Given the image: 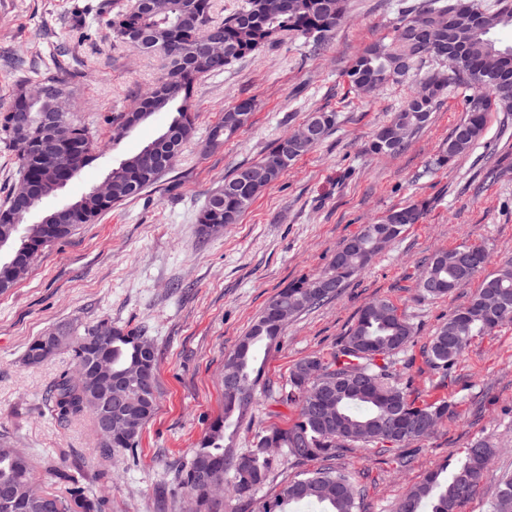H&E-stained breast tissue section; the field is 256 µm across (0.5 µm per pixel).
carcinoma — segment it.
Returning <instances> with one entry per match:
<instances>
[{"mask_svg": "<svg viewBox=\"0 0 512 512\" xmlns=\"http://www.w3.org/2000/svg\"><path fill=\"white\" fill-rule=\"evenodd\" d=\"M350 0H242L222 19L214 17L213 0H112L110 25L122 43L144 53L159 54L164 72L153 89L112 121L111 141L123 140L144 122L145 113L170 112L166 130L140 151L112 168V191L102 195L89 189L71 207L66 224H21L14 205L27 200L29 211L57 193L59 173L72 178L96 159L87 128L59 107L58 98L33 99L20 81L10 102L0 107V143L13 153L18 178L0 206V239H8L12 252L26 248L31 260L49 246L69 237L83 224H92L112 207L140 196L177 164L184 148L195 136L196 115L192 98L197 79L224 71L234 62L253 57L276 44L281 36L305 38L318 50L329 41L336 27L348 18ZM472 17L476 24L460 23L448 38L446 16ZM512 27V0H420L402 12L389 41L366 45L344 72L345 81L360 95L373 97L390 84L417 82V91L375 132L369 151L396 155L408 147L428 124L432 112L451 89L467 91L464 116L434 158L437 168L451 166L483 137L492 112H512V46L501 47L492 38L499 28ZM224 39V60H213L206 49L208 39ZM81 74L51 65L37 84L56 89L69 102L74 98ZM257 101L236 99L224 109L221 121L209 133L208 145L216 147L245 127ZM60 114L67 136L53 155L44 145L49 131L42 117ZM317 128L307 139L288 134L273 141L260 159L238 167L209 192L197 214L200 230L219 234L238 223L256 198L278 181L298 158L320 144L336 126V113L313 112L303 124ZM425 202L417 201L389 210L343 242L324 270L313 278L300 279L270 299L224 360L223 373L237 374L238 386L224 387V412L213 419L191 457L177 475V487L192 505V512H223L224 501L208 496L204 485L194 480L202 465L217 472L224 491L250 498L274 481L290 460L318 462L293 479L276 483L273 496L259 504L257 512H291L294 504L309 502L321 512H361L364 490L336 457L346 448H408L422 440L419 421L428 416L439 424L448 418L453 404L436 401L416 404L396 368V357L413 343L415 330L397 307L386 299L363 306L348 335L325 358L309 356L295 363L284 384L270 392L272 400L293 407L297 417L286 428L269 427L259 432L247 453L233 451V441L245 421L254 395L263 383L264 361L260 350H269L283 336L286 324L277 310L294 316L315 308L337 295L345 283L362 272L393 243L410 224H418ZM466 245L440 251L425 259L418 280L423 296L440 299L479 279L469 302L455 309L439 326L426 349L428 362L448 375L475 336H488L512 322V259L493 269L488 252L473 245L469 262L462 265L457 254ZM89 336L103 340L112 357V373L128 381L125 418L136 423L135 432L123 430L112 441L99 439L103 455L130 451L137 446L145 425L157 411L158 386L149 398L138 378L137 368L157 363V352L143 355V346L154 344L143 326H116L109 318L83 330L70 332V351L75 365L84 359L82 343ZM359 374L361 385L338 387L340 378ZM52 414L60 422L89 415L97 419L95 394L83 376L64 374L48 395ZM282 449L266 457L260 449ZM494 449L484 441L470 445L464 458L449 473L438 469L415 484L398 503L397 512H461L483 480L485 460ZM9 437L0 435V495L9 492L16 501L10 512H40L38 504L51 496L38 479L33 465H23ZM64 485L65 494L54 496L56 512H104L106 499L92 491L97 478L78 464L52 467ZM491 512H512V477L500 484Z\"/></svg>", "mask_w": 512, "mask_h": 512, "instance_id": "carcinoma-1", "label": "carcinoma"}]
</instances>
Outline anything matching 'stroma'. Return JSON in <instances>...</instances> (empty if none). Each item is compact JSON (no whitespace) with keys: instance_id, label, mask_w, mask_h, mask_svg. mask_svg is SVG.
I'll return each instance as SVG.
<instances>
[{"instance_id":"obj_1","label":"stroma","mask_w":512,"mask_h":512,"mask_svg":"<svg viewBox=\"0 0 512 512\" xmlns=\"http://www.w3.org/2000/svg\"><path fill=\"white\" fill-rule=\"evenodd\" d=\"M98 0H0V104L21 79L36 80L54 57L84 80L75 113L86 122L102 159L86 167L44 209L66 204L109 173L111 164L138 152L167 125L159 112L116 148L109 122L160 75V56L133 49L112 34L91 7ZM397 0H352L349 17L321 51L301 38H285L224 72L200 78L194 89L197 134L174 171L158 187L80 227L46 248L29 273L0 294V434L28 454L44 487L61 492L45 469L79 460L102 474L97 489L107 512H185L176 468L186 462L209 423L224 409V359L253 317L279 290L319 274L336 249L387 210L427 201L421 223L409 229L341 292L290 319L270 349L264 379L285 383L290 367L311 355L329 356L368 302L385 298L413 325V344L398 366L416 401L446 400L455 408L432 435L415 444L410 469H397L391 453L352 448L340 459L366 490V512H396L409 488L436 467L455 465L471 443L489 441L497 453L465 512H489L498 483L512 473V323L471 341L451 375L427 362L435 330L464 305L473 285L447 297L423 298L416 282L425 258L466 243L484 247L492 261L512 257V112L491 113L483 138L452 167L433 159L463 116L461 95L450 94L429 126L395 156L368 154L376 129L398 110L411 85H391L378 96L350 92L343 72L365 45L393 34ZM16 51L26 72L7 67ZM255 97L258 109L234 138L207 148L210 128L237 98ZM333 112L330 135L253 203L223 234H200L196 217L212 188L234 168L257 161L266 147L299 127L309 113ZM497 168L496 177L487 169ZM113 324L146 326L158 356V410L135 453L103 458L91 418L58 422L47 395L74 366L61 349L27 366L29 341L44 332ZM292 408L257 395L251 421L236 438L249 448L254 435L287 426Z\"/></svg>"}]
</instances>
